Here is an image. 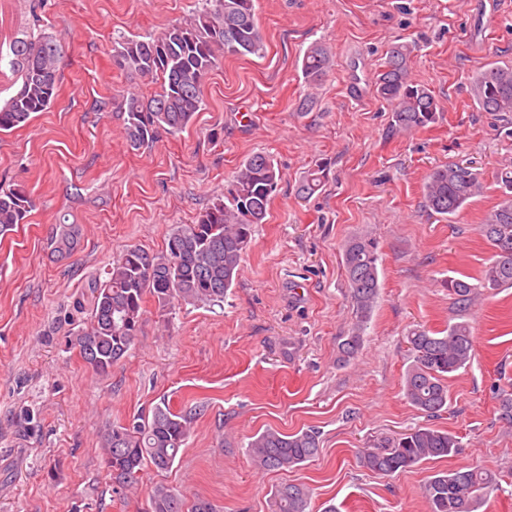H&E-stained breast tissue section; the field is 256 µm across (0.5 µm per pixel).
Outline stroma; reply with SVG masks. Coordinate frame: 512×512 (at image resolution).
I'll return each mask as SVG.
<instances>
[{
	"mask_svg": "<svg viewBox=\"0 0 512 512\" xmlns=\"http://www.w3.org/2000/svg\"><path fill=\"white\" fill-rule=\"evenodd\" d=\"M263 56H227L209 74L204 106L176 136L134 150L123 97L156 89L120 70L121 35L189 20L194 0H46L45 24L65 33L57 97L24 127L0 133V184H22L35 206L0 234V512H147L154 483L185 504L272 512L276 487L302 484L309 512H427L424 484L463 467L491 471L501 488L477 512H512V288L459 312L443 283L478 275L494 258L478 226L501 199L496 173L512 164V113L479 111L472 75L512 64V0H255ZM325 43L333 66L311 111L301 60ZM416 45L411 77L440 100L439 121L398 133L372 76L391 43ZM273 156L278 189L257 225L238 279L218 306L159 309L147 299L139 330L109 375H95L70 340L87 311V285L129 247L159 251L193 223L256 152ZM328 178L312 198L297 189L315 161ZM473 163L484 189L454 218L424 206L431 171ZM79 228L68 254L50 242ZM378 245L379 297L358 356L337 343L356 321L343 246ZM469 323L472 359L448 380V407L430 417L405 397L414 330ZM199 408L174 466L145 470L116 493L101 437L160 402ZM429 425L455 433L457 451L390 476L358 452L381 436ZM314 427L320 452L301 466L260 470L246 453L273 428Z\"/></svg>",
	"mask_w": 512,
	"mask_h": 512,
	"instance_id": "35a3bbf8",
	"label": "stroma"
}]
</instances>
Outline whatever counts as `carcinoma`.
<instances>
[{"mask_svg": "<svg viewBox=\"0 0 512 512\" xmlns=\"http://www.w3.org/2000/svg\"><path fill=\"white\" fill-rule=\"evenodd\" d=\"M192 21L167 26L157 35L121 37L113 59L122 70L159 81L149 97L132 93L124 102L125 133L130 148L154 143L161 134L185 129L204 104L202 88L223 56L263 53L255 0H196ZM415 47L394 43L373 75L377 96L388 106L391 127L399 132L426 128L439 120L441 106L433 91L411 80ZM65 45L46 31L37 10L17 29L7 51L0 50V67L19 82L0 106V132L28 124L54 100L60 81ZM332 66L331 52L321 43L304 53L305 83L321 85ZM472 97L484 112L512 113V65L491 63L470 83ZM327 164L317 162L298 188L306 198L320 189ZM280 171L263 152L249 156L193 224H181L168 235L165 248L149 252L131 247L107 270L104 280L88 288L91 310L87 325L71 345L91 370L101 376L128 351L140 326L146 295L162 309L179 305H218L239 275L241 260L255 226L265 221ZM500 202L487 212L479 232L495 250V259L476 278L448 277V294L466 310L482 288L512 287V168L498 174ZM482 191L480 173L470 163L450 161L438 166L424 187L426 206L443 219L463 209ZM33 200L23 186L0 185V232L24 223ZM79 229L69 224L53 240L55 251H69ZM343 266L356 308V323L338 344L339 360L347 362L362 348L365 326L379 295L376 242L355 236L344 245ZM413 362L405 374V395L417 409L436 414L448 408L447 380L470 362L474 336L467 322L448 326V333L416 330L408 337ZM192 413H175L168 403L131 424L110 426L102 435L104 460L115 490L131 486L146 468L163 473L180 456L191 431ZM318 432L309 429L286 435L268 429L249 442L254 466L280 469L300 466L319 454ZM460 447L456 434L418 426L396 438H384L359 451L363 467L391 475L431 458H445ZM498 489L496 477L460 468L435 474L424 485L428 512H475L478 500ZM274 512H308L310 491L301 484H283L273 493ZM150 512H184L174 488L158 482L149 494Z\"/></svg>", "mask_w": 512, "mask_h": 512, "instance_id": "1", "label": "carcinoma"}]
</instances>
